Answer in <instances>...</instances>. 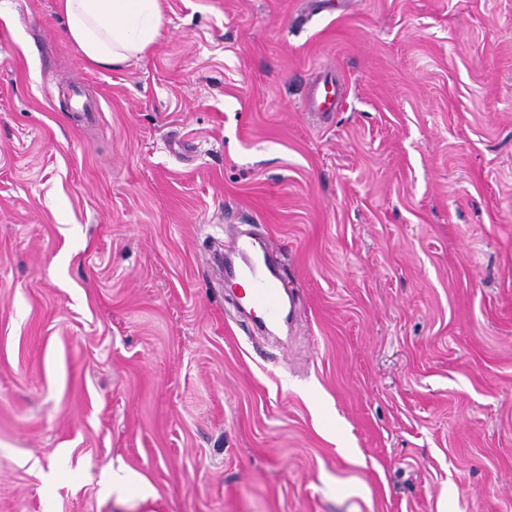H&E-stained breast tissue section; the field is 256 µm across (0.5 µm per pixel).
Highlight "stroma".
Here are the masks:
<instances>
[{
  "label": "stroma",
  "mask_w": 512,
  "mask_h": 512,
  "mask_svg": "<svg viewBox=\"0 0 512 512\" xmlns=\"http://www.w3.org/2000/svg\"><path fill=\"white\" fill-rule=\"evenodd\" d=\"M161 4L112 69L0 13V512H512V0ZM232 253L237 259L234 272L242 286H246L243 297L251 308L269 324L275 325L287 319L289 322L296 307L273 262L276 251L272 239L239 234L233 241ZM103 485L108 493H112L117 504L123 505L131 497V489H135V497L141 502L156 497L155 488L136 472L120 463L117 469L112 467V472L103 476Z\"/></svg>",
  "instance_id": "35a3bbf8"
}]
</instances>
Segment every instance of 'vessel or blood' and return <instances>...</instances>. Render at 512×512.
Listing matches in <instances>:
<instances>
[{
    "mask_svg": "<svg viewBox=\"0 0 512 512\" xmlns=\"http://www.w3.org/2000/svg\"><path fill=\"white\" fill-rule=\"evenodd\" d=\"M234 269L244 287L243 296L264 322L278 324L292 319L296 307L273 261L275 245L270 237L238 235L232 245Z\"/></svg>",
    "mask_w": 512,
    "mask_h": 512,
    "instance_id": "obj_1",
    "label": "vessel or blood"
}]
</instances>
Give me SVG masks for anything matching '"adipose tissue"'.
<instances>
[{
	"instance_id": "ef3b65f1",
	"label": "adipose tissue",
	"mask_w": 512,
	"mask_h": 512,
	"mask_svg": "<svg viewBox=\"0 0 512 512\" xmlns=\"http://www.w3.org/2000/svg\"><path fill=\"white\" fill-rule=\"evenodd\" d=\"M65 35L91 65L108 69L143 58L163 25L160 0H59ZM117 504L155 498V488L125 465L103 476Z\"/></svg>"
}]
</instances>
